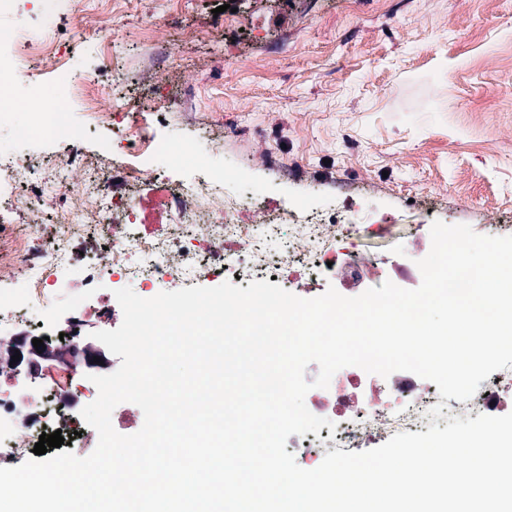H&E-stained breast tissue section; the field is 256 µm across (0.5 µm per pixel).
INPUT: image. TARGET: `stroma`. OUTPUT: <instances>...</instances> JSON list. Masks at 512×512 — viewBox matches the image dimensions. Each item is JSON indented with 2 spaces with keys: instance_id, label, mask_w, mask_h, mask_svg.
Here are the masks:
<instances>
[{
  "instance_id": "obj_1",
  "label": "stroma",
  "mask_w": 512,
  "mask_h": 512,
  "mask_svg": "<svg viewBox=\"0 0 512 512\" xmlns=\"http://www.w3.org/2000/svg\"><path fill=\"white\" fill-rule=\"evenodd\" d=\"M223 3L34 0L1 15L0 35L22 27L58 40L63 56L44 57L13 88L19 109L0 125V153L76 148L110 170L129 123L89 126L75 146L35 131L20 106L52 94L61 75L90 90L120 77L127 113L165 105L155 134L170 151L138 166L170 184L201 176L171 164L190 141L247 201L328 209L353 197L362 231L337 239L336 251L359 255L363 282L302 279L292 289L302 298L331 287L354 297L388 280L417 288L436 220L512 235V0H242L249 22L231 36L210 23ZM113 18L121 32L107 57L98 30ZM228 126L238 139H225ZM36 180L51 215L84 184L44 168ZM96 246L75 239L69 270L50 271L57 307L80 288L77 270Z\"/></svg>"
}]
</instances>
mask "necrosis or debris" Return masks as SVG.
Here are the masks:
<instances>
[{"label":"necrosis or debris","mask_w":512,"mask_h":512,"mask_svg":"<svg viewBox=\"0 0 512 512\" xmlns=\"http://www.w3.org/2000/svg\"><path fill=\"white\" fill-rule=\"evenodd\" d=\"M9 44V53L0 52V75L15 82L30 79L31 63L54 51L51 42L29 38L20 29ZM29 108L35 127L53 136L80 138L82 127L72 121L66 99L48 101L37 97ZM165 149L147 122L126 139L125 159L118 167L133 192L115 201L125 212V223L108 225V209L100 207L84 223L64 220L55 225L53 247L49 250L37 245L35 235H12L0 230V253L20 265L27 283L21 293L0 289V327L11 330L17 339L44 340L46 347L60 352L55 370H48L45 358L35 352L0 382V462L19 463L41 434L58 430L63 436L72 435L81 409L97 398L98 389L90 377L110 373L111 367L96 362L105 350L103 344L84 347L81 325L87 318L102 314L94 303L92 290L103 271L134 280L145 290L160 280L186 284L202 270L213 268L226 277L246 281L277 275L291 281L326 271L344 280L360 279L359 267L332 249L337 237L349 230L342 211L304 207L267 210L257 206L253 209L254 223H247L244 203L226 195L223 181L209 176L173 188L167 182L150 180L148 174L132 164L145 152L161 153ZM32 167L31 160L0 156V174L13 182L17 196L25 198L39 218L43 215L42 196L28 177ZM145 193L153 195L158 206L175 207L177 221L140 228L137 199ZM284 227L289 230L284 245L277 253H269L265 247L267 238L278 235ZM94 229L104 235L105 248L86 259L85 290L72 296L71 318L61 322L49 313L40 323H32L28 317L30 308L48 299L44 288L47 271L68 264L75 237L88 236ZM192 240L206 244L207 252L192 251L188 246ZM507 385L512 387V375L503 372L487 380L471 400L452 398L444 403L434 394L418 396L410 387L389 388L385 400L367 401L355 415L337 420L335 427H322L318 435L289 437L288 445L350 448L362 429L378 432L396 419L418 430L428 422V410L439 403L447 417L467 412L490 414L500 405L502 389Z\"/></svg>","instance_id":"4bbe7bcc"}]
</instances>
